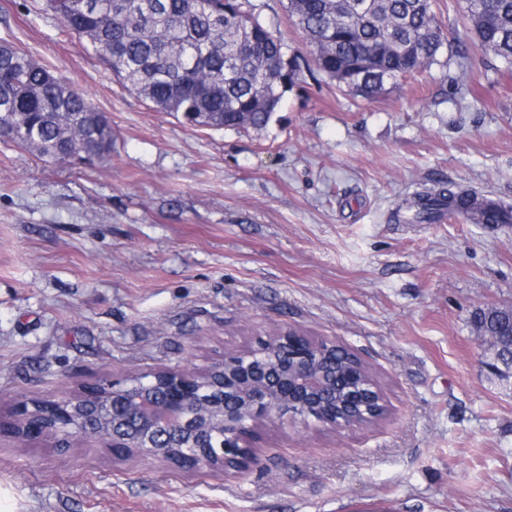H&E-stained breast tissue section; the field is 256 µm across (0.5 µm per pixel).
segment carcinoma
<instances>
[{"label": "carcinoma", "instance_id": "obj_1", "mask_svg": "<svg viewBox=\"0 0 512 512\" xmlns=\"http://www.w3.org/2000/svg\"><path fill=\"white\" fill-rule=\"evenodd\" d=\"M435 0H370L360 17L347 16L339 0H288L287 10L313 47L317 70L367 100L386 85L412 77L437 61L445 44ZM66 28L87 41L112 73L157 112L215 129L267 127L301 59H284V43L260 21L250 0H46ZM469 42L460 47L461 83L471 53L489 67L512 69V0H463ZM67 112L97 159L112 154V122L67 79L0 38V120L16 128L19 147L50 158L75 142L57 121ZM476 224H511L478 196L441 187L408 205L410 224L438 222L440 205ZM478 335L512 334V309L488 307L476 314ZM323 361L339 374L352 354L327 349Z\"/></svg>", "mask_w": 512, "mask_h": 512}]
</instances>
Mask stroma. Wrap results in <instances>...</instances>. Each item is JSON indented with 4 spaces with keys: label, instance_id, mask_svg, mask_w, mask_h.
<instances>
[{
    "label": "stroma",
    "instance_id": "stroma-1",
    "mask_svg": "<svg viewBox=\"0 0 512 512\" xmlns=\"http://www.w3.org/2000/svg\"><path fill=\"white\" fill-rule=\"evenodd\" d=\"M309 57L287 0H252ZM418 79L374 100L303 73L266 129L194 128L125 88L44 0H0V37L112 120V154L45 162L0 141V417L100 379L192 370L288 327L376 372L389 416L335 430L278 421L239 476L65 455L0 435L18 512H512V374L473 315L512 308V224H404L447 184L512 205V70L471 55L459 0Z\"/></svg>",
    "mask_w": 512,
    "mask_h": 512
}]
</instances>
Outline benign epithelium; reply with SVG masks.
<instances>
[{
    "instance_id": "1",
    "label": "benign epithelium",
    "mask_w": 512,
    "mask_h": 512,
    "mask_svg": "<svg viewBox=\"0 0 512 512\" xmlns=\"http://www.w3.org/2000/svg\"><path fill=\"white\" fill-rule=\"evenodd\" d=\"M325 344L336 346L297 330H279L258 348L226 353L202 370L160 368L123 383L100 381L57 400L19 401L9 420L0 419V433L23 443L50 441L61 453L77 438H92L174 467L244 472L257 463L253 439L264 422L305 425L312 418L346 429L358 426V414L374 396L388 405L376 387L336 405V366L321 364ZM87 399L93 405L76 426L75 406ZM338 407L346 418L336 417ZM166 448L178 449V458Z\"/></svg>"
}]
</instances>
